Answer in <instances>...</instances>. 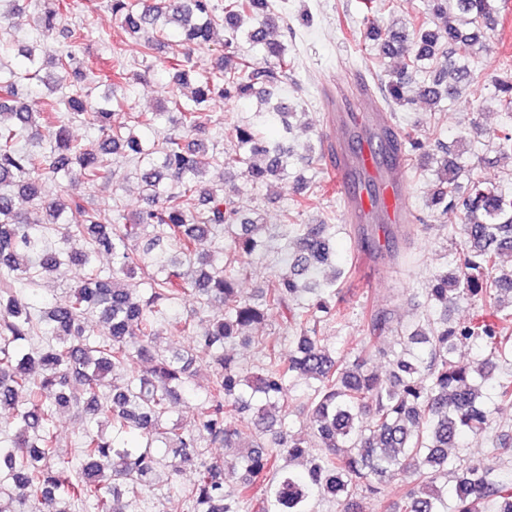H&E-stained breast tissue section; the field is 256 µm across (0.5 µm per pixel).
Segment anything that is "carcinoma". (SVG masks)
I'll use <instances>...</instances> for the list:
<instances>
[{
    "mask_svg": "<svg viewBox=\"0 0 512 512\" xmlns=\"http://www.w3.org/2000/svg\"><path fill=\"white\" fill-rule=\"evenodd\" d=\"M112 17L138 38L150 56L174 30L184 51L166 60L171 79L168 102L178 111L176 127L152 143L115 124L125 99L117 96L131 79L113 51L109 68L94 82L77 65L76 54L91 24L62 25L86 8L83 0H40L38 26L48 38L61 32L66 47L50 55L38 43L14 48L0 37L4 55L27 60L22 69L0 71V410L12 412L13 435L0 439V499L10 512H148L159 483L177 495L181 512H315L316 499H329L336 512H365L364 500L388 496L383 482L398 479L391 512H512V482L490 461L454 467V497L448 498V449L489 435L497 414L512 409V271L500 259L512 254V194L479 180L461 185L465 169L451 151L434 141L427 149L412 125L399 128L410 168L435 163L441 173L432 206L460 215L463 245L449 268L430 277L419 324L397 328L391 313L362 311L364 336L354 359L336 351L321 336L345 320L336 296L339 282L359 273L360 258L336 257L334 224H298L310 198L294 201L283 227L288 240L286 266L268 276L254 298L240 293L248 260L266 249L265 225L245 220L247 208L237 188L201 181L211 165L246 166L258 184L270 176L288 178V166L325 157L319 145H297L287 134L288 106L279 101L268 114L282 126L269 140L262 129H233L235 146L208 154L200 136L212 123L213 102L258 96L270 102L295 60L288 45L269 35L292 38L288 14L271 0H109ZM429 19L369 35L380 41L372 55L383 106H404L416 99L427 106L458 100L461 85L473 81L469 62L483 49L484 30L492 28L494 0H427ZM229 29L211 67L195 70L190 48L215 40ZM264 49L253 63L238 50V34ZM406 58L397 79H383V59ZM438 75L422 82L410 97L417 76L431 67ZM109 94L96 98L94 85ZM66 87L70 114L97 127V143L69 136L60 101L44 98L36 87ZM494 98L512 112V75L494 80ZM45 150L21 144L23 133ZM494 148L512 154V129L492 134ZM122 155L140 175L150 205L127 217L118 209L89 208L65 190H51L58 176L90 187L111 179L112 156ZM35 203L26 214L15 197ZM78 212L79 224L67 215ZM233 236L221 256L204 248L214 234ZM81 241L83 248L71 247ZM112 255V274L95 261ZM75 266L80 282L43 310L31 306L27 292L39 281ZM147 272L146 287L127 286L123 275ZM196 307L179 314L182 299ZM467 299L477 310L465 321H448V304ZM280 313L288 337L271 332L249 336L243 328ZM175 320L192 340L186 349L157 348V326ZM395 333L403 346L394 371L373 369L383 354L381 338ZM288 341L294 353L283 356ZM239 342L258 354L241 365L226 344ZM483 355L478 365L454 361L462 343ZM209 358L205 398L192 422L171 421L173 406L189 391L197 354ZM304 385L303 410L310 436L284 429L285 392ZM75 408L111 429L85 430L73 457L57 451V414ZM237 448L231 459L212 458L207 449ZM164 449L159 453L158 449ZM186 466L195 477L182 483Z\"/></svg>",
    "mask_w": 512,
    "mask_h": 512,
    "instance_id": "1",
    "label": "carcinoma"
}]
</instances>
